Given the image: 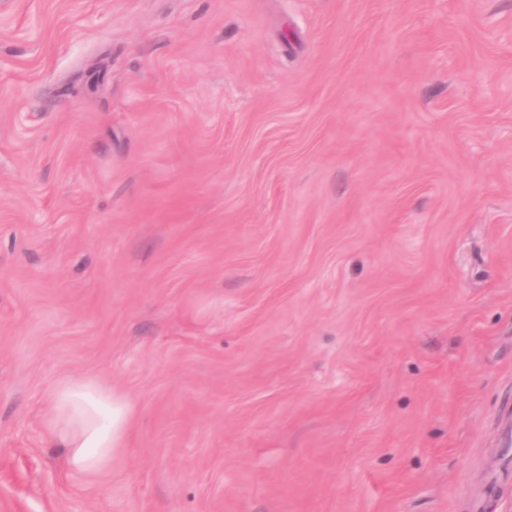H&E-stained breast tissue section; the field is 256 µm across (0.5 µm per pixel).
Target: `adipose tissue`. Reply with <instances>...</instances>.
Masks as SVG:
<instances>
[{
  "label": "adipose tissue",
  "mask_w": 512,
  "mask_h": 512,
  "mask_svg": "<svg viewBox=\"0 0 512 512\" xmlns=\"http://www.w3.org/2000/svg\"><path fill=\"white\" fill-rule=\"evenodd\" d=\"M132 408L128 400L93 379L59 385L46 425L56 442L67 450L72 471L94 476L112 463L125 447Z\"/></svg>",
  "instance_id": "adipose-tissue-1"
}]
</instances>
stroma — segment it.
I'll use <instances>...</instances> for the list:
<instances>
[{
  "label": "stroma",
  "instance_id": "1",
  "mask_svg": "<svg viewBox=\"0 0 512 512\" xmlns=\"http://www.w3.org/2000/svg\"><path fill=\"white\" fill-rule=\"evenodd\" d=\"M93 378L127 445L45 426ZM512 512V0H0V512ZM132 408L128 400L94 379L68 381L53 394L46 425L66 448L72 471L97 475L126 446Z\"/></svg>",
  "mask_w": 512,
  "mask_h": 512
}]
</instances>
